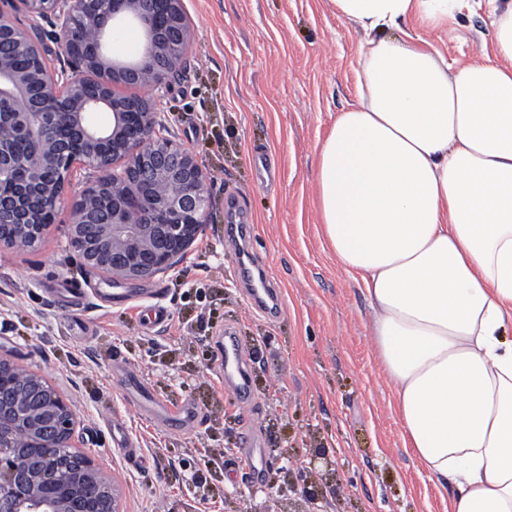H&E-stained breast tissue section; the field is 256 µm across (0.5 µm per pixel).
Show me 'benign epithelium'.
Returning a JSON list of instances; mask_svg holds the SVG:
<instances>
[{"label": "benign epithelium", "instance_id": "1", "mask_svg": "<svg viewBox=\"0 0 512 512\" xmlns=\"http://www.w3.org/2000/svg\"><path fill=\"white\" fill-rule=\"evenodd\" d=\"M17 2L51 30H23L0 9V99L12 103L0 110V252L36 244L80 164L99 173L73 207L68 245L81 263L117 281L174 267L202 226L206 176L191 151L155 134L157 102L119 96L114 85L166 83L190 41L182 0ZM122 16L142 29L139 61L87 53L78 25L102 36ZM47 38L59 42L69 69H47ZM102 110L111 114L106 126L92 120ZM76 424L63 395L0 354V512H122L116 486L76 450Z\"/></svg>", "mask_w": 512, "mask_h": 512}]
</instances>
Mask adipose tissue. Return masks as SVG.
<instances>
[{
	"mask_svg": "<svg viewBox=\"0 0 512 512\" xmlns=\"http://www.w3.org/2000/svg\"><path fill=\"white\" fill-rule=\"evenodd\" d=\"M363 33L317 156L320 233L369 305L403 445L450 512H512V0H329ZM485 11L493 49L435 34ZM479 16H465L459 20L460 31L458 34H448L440 39L431 36L419 28L415 23L411 27L422 36L432 40L435 47L448 58V62L466 61L469 58L480 55L483 52L490 54V33L484 22L485 16L481 12Z\"/></svg>",
	"mask_w": 512,
	"mask_h": 512,
	"instance_id": "adipose-tissue-1",
	"label": "adipose tissue"
}]
</instances>
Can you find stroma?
Segmentation results:
<instances>
[{
    "label": "stroma",
    "mask_w": 512,
    "mask_h": 512,
    "mask_svg": "<svg viewBox=\"0 0 512 512\" xmlns=\"http://www.w3.org/2000/svg\"><path fill=\"white\" fill-rule=\"evenodd\" d=\"M193 30L161 89L169 138L193 152L209 183L203 227L186 256L146 281L111 282L69 250L72 207L96 174L74 169L36 247L0 254V352L40 373L72 403L81 451L113 477L124 512H448L409 449L367 306L319 228L315 155L355 100L362 33L328 0H183ZM108 55L137 58L140 27L115 23ZM449 61L490 49L482 17L435 40ZM261 265L277 311L251 301L235 268ZM168 312L149 329L144 306ZM245 347L252 396L218 375L224 332ZM191 405L162 427L150 401ZM263 476L253 480L246 442ZM333 468H309L314 450ZM287 454L292 489L276 471Z\"/></svg>",
    "instance_id": "obj_1"
}]
</instances>
